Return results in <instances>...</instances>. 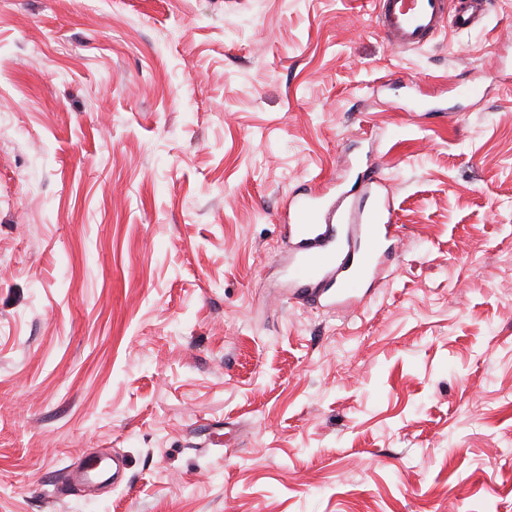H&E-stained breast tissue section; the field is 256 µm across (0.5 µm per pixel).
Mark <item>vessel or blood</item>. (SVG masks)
Returning a JSON list of instances; mask_svg holds the SVG:
<instances>
[{
  "mask_svg": "<svg viewBox=\"0 0 512 512\" xmlns=\"http://www.w3.org/2000/svg\"><path fill=\"white\" fill-rule=\"evenodd\" d=\"M490 7V0H376L375 20L392 47L420 48L442 26H478ZM385 184L369 165L337 199L302 200L289 208L285 236L293 302L344 312L376 288L400 231L389 197L378 193Z\"/></svg>",
  "mask_w": 512,
  "mask_h": 512,
  "instance_id": "1",
  "label": "vessel or blood"
}]
</instances>
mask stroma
<instances>
[{"label":"stroma","instance_id":"1","mask_svg":"<svg viewBox=\"0 0 512 512\" xmlns=\"http://www.w3.org/2000/svg\"><path fill=\"white\" fill-rule=\"evenodd\" d=\"M0 0V512H512V0ZM388 180L358 309L288 302L289 196ZM117 486L55 499L86 455ZM490 7L489 0H377L375 20L392 47L421 48L444 22L457 31L469 30L482 22Z\"/></svg>","mask_w":512,"mask_h":512}]
</instances>
